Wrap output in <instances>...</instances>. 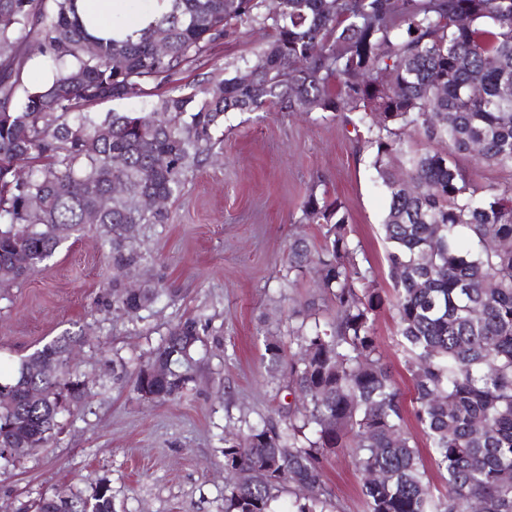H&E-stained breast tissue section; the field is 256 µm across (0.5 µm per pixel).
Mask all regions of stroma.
<instances>
[{"mask_svg": "<svg viewBox=\"0 0 512 512\" xmlns=\"http://www.w3.org/2000/svg\"><path fill=\"white\" fill-rule=\"evenodd\" d=\"M267 37L261 26L242 27L186 68L179 84L244 66ZM370 161L369 152L358 151L352 125L329 113L228 114L221 157L192 172L184 196L169 205V223L142 228L164 289L150 310L113 315L112 265L92 224L64 240L46 270L0 286V369L13 375L36 348L79 329L74 365L89 392L48 447L0 459V512H24L57 493L85 496L102 481L117 512H224L225 439L247 424L278 420L291 400L284 381L265 370L258 325L265 319L287 330L295 305L314 304L323 319L334 314L310 276L283 285L289 241L300 234L320 239L318 225L299 221L312 184L344 203L376 286L392 290L380 226L387 197ZM195 315L208 327L187 390L163 403L136 400L128 373L151 357L172 324ZM397 321L395 309L384 306L374 329L409 399ZM324 474L340 512H364L361 477L348 453L329 456Z\"/></svg>", "mask_w": 512, "mask_h": 512, "instance_id": "stroma-1", "label": "stroma"}]
</instances>
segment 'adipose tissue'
<instances>
[{
  "instance_id": "adipose-tissue-1",
  "label": "adipose tissue",
  "mask_w": 512,
  "mask_h": 512,
  "mask_svg": "<svg viewBox=\"0 0 512 512\" xmlns=\"http://www.w3.org/2000/svg\"><path fill=\"white\" fill-rule=\"evenodd\" d=\"M168 0H75V11L94 40L138 39L166 10Z\"/></svg>"
}]
</instances>
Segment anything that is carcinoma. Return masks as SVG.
<instances>
[{
  "mask_svg": "<svg viewBox=\"0 0 512 512\" xmlns=\"http://www.w3.org/2000/svg\"><path fill=\"white\" fill-rule=\"evenodd\" d=\"M73 2L0 0V284L46 267L92 215L115 270L112 312L135 316L163 293L140 228L170 221L167 208L142 200L184 194L190 172L223 144L226 114L355 111L389 199L381 226L413 412L446 492L435 494L381 362L374 320L386 299L359 259L343 203L315 184L300 222L319 225L323 245L295 237L288 272L314 270L336 317L294 310L297 353L263 331L266 371L287 379L299 406L282 425L268 420L224 440V512H276L288 485L304 489L291 512H335L323 462L338 448L363 476L367 512H512V0H279L275 12L266 0H170L156 25L122 43L91 40ZM253 24L272 39L252 62L205 86L175 84ZM31 44L55 73L46 89L26 80ZM162 85L148 112L89 111ZM414 134L427 144L420 152L408 144ZM492 169L511 177L474 179ZM132 266L143 271L137 288L121 278ZM201 330L199 317L169 328L136 368L137 398L164 402L186 388ZM81 341L62 333L0 383L11 394L0 402V448L15 449L13 458L49 446L59 416L82 407L86 384L69 357ZM43 502L45 512H116L105 482Z\"/></svg>",
  "mask_w": 512,
  "mask_h": 512,
  "instance_id": "cac0c4a2",
  "label": "carcinoma"
}]
</instances>
